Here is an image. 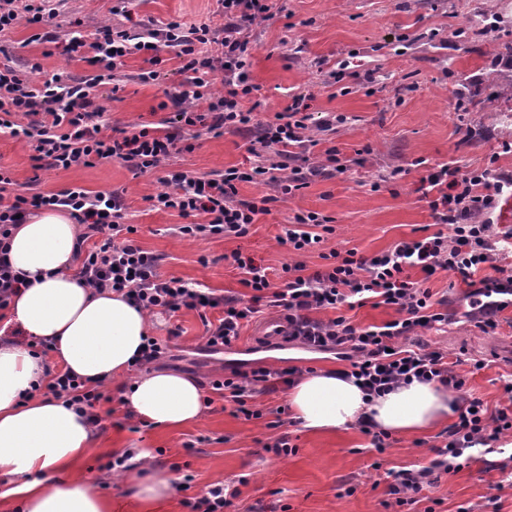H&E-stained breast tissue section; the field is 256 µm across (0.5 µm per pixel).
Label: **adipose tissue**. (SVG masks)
<instances>
[{"mask_svg": "<svg viewBox=\"0 0 512 512\" xmlns=\"http://www.w3.org/2000/svg\"><path fill=\"white\" fill-rule=\"evenodd\" d=\"M76 229L67 211L45 210L18 225L10 242V262L28 284L8 305L10 325L25 338L0 342V498H15L20 512H112L111 499L69 474L90 446L92 427L64 400L33 392L45 363L28 338L49 342L54 359L88 384L118 383L124 406L140 420L177 428L204 414L203 390L193 376L133 372L153 322L122 294L84 286L73 271ZM288 400L302 427L318 433L347 428L365 415L388 433L425 432L452 412L439 384L416 381L370 400L353 380L325 369L302 377ZM175 492L167 473L131 481L135 512H160Z\"/></svg>", "mask_w": 512, "mask_h": 512, "instance_id": "1", "label": "adipose tissue"}]
</instances>
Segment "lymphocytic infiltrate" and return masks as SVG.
I'll return each mask as SVG.
<instances>
[{"instance_id":"lymphocytic-infiltrate-1","label":"lymphocytic infiltrate","mask_w":512,"mask_h":512,"mask_svg":"<svg viewBox=\"0 0 512 512\" xmlns=\"http://www.w3.org/2000/svg\"><path fill=\"white\" fill-rule=\"evenodd\" d=\"M62 5L63 0H0V33L27 22L35 29L34 42L60 44L67 57L104 68L86 81L55 73L37 83L29 74L39 71V63H32L26 71L0 69V132L26 142L39 167L67 170L119 161L138 173H148L165 168L173 154L191 151L193 139L204 131L217 135L227 130L254 131L259 143L279 148L280 161L267 166L230 167L211 177L189 170L167 171L165 191L152 195L150 201L154 208L173 210L182 217L177 231L186 239L241 238L259 216L270 213L277 197L262 194L241 199L238 183L262 180L290 197L307 187L308 176L345 172L333 147L309 171L296 165L294 147L313 142L318 128L304 96L294 97L285 111L265 122L257 121L254 110L244 105L257 90L248 73L253 46L247 31L268 19V0H223L224 32L220 35L208 24L188 23L179 17L146 31L134 20L129 0H115L112 14L131 19V27L107 21L91 37L76 31L65 41L53 29ZM217 42L224 46L220 57L210 52L211 44ZM163 47L179 59L181 80L158 105L166 113L161 126L109 127L103 108L96 103L95 88L108 84L120 91L114 73L133 55L145 56L148 63L139 75L140 82L161 81L159 50ZM219 71L224 74L220 93L213 89ZM12 184L8 173L0 169V310L7 308L10 296L24 283L22 273L8 259V240L18 218L33 210L62 207L82 227L74 256L87 287L123 294L151 314L223 309L218 323L206 325L203 350L231 349L245 327L275 310L288 323L289 341L314 351L337 352L349 363L345 378L354 379L367 396L378 397L415 381L434 382L457 392L453 408L457 418L443 432L430 465L388 472V493L396 506L413 503L415 494L436 483L439 474L468 465L475 446L490 445L512 431V402L492 411L480 398L465 396L466 379L447 355L413 339L418 331L447 327L449 317L447 311L436 308L430 288L411 278V270L428 277L450 273L467 284L479 279V287L470 293L471 317L482 332L496 330L499 312L512 305V271L498 264L501 246L512 239V230H500L484 219L505 190H512V179L500 177L492 166L467 171L447 163L433 167L420 178L418 190L435 219L436 231L399 239L388 250L372 255L354 249L323 251V244L336 232L331 217L310 210L295 212L277 237L279 244L297 256L296 262L283 265L280 283H273L267 267L254 258L232 253L234 264L244 274V285L252 290L247 299L217 295L179 278H161L162 255L136 243V228L126 223L125 201L118 193L93 192L81 186L16 193ZM315 250L320 251L324 265L309 274L298 257ZM485 268L494 269V276L478 278V271ZM367 305L392 307L397 317L358 327L341 314L342 309ZM327 310L334 311V318L321 319V312ZM302 374L297 367L248 371L235 367L210 386L234 404L236 413L248 420L259 419L263 412L256 405L258 394L274 392L281 385L293 386ZM44 387L75 405L94 429H101L98 408L106 399L101 387L87 385L61 369L49 370Z\"/></svg>"}]
</instances>
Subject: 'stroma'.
I'll use <instances>...</instances> for the list:
<instances>
[{"label":"stroma","instance_id":"35a3bbf8","mask_svg":"<svg viewBox=\"0 0 512 512\" xmlns=\"http://www.w3.org/2000/svg\"><path fill=\"white\" fill-rule=\"evenodd\" d=\"M273 16L254 25L249 36L254 50L249 77L257 85L260 118H273L304 94L309 110L330 126L309 148L311 161L321 160L327 148H337L350 162L347 172L310 183L294 197L275 203L270 214L260 216L242 238L186 239L175 231L182 219L174 211H157L146 195L161 191V171L138 174L112 161L69 170L33 167L32 151L23 142L0 134V167L6 169L17 192L34 187L56 192L71 186L88 190L123 192L128 221L137 228L135 239L144 249L160 254V273L166 278L198 282L216 293L249 297L242 274L227 256L239 251L252 256L278 275L284 264L302 260L308 271L323 261L312 252L295 257L277 242L283 224L297 210H312L333 218L336 233L326 249L358 250L370 255L389 249L397 240L413 236L433 217L416 188L426 167L450 163L461 170L494 164L498 173L512 177V115H504L505 98L512 96V58L498 56L499 43L512 39V0H269ZM111 0H65L58 17L60 26L81 20L83 34H91L111 20ZM482 6L492 7L503 18L501 30L478 41H457L453 29L467 23ZM134 19L150 26L180 17L187 21L224 28L220 0H135ZM32 28L19 24L0 33V68L38 61L43 74L65 72L81 79L98 74L99 66L68 58L60 49L31 42ZM167 73L162 83L143 85L137 80L145 66L142 57L126 59L117 71L119 95L109 86L97 89V102L113 126L153 125L164 119L157 108L163 91L179 82V61L173 52L161 50ZM344 69L343 83L332 73ZM467 81L485 106L477 112H461L454 95L459 81ZM344 123H335V116ZM249 142L227 132L216 137L201 135L194 149L173 155L168 166L201 175L223 172L231 166L249 167L255 159L272 160L266 148L250 153ZM428 286L434 300L444 301L451 321L447 332H420V341L447 352L458 362L466 378V394L480 398L489 409L508 400L500 375L512 374L502 362V339L512 336V307L499 316L494 333L484 334L468 318L470 288L453 275L433 276ZM218 309L199 314L181 310L175 317L158 315L151 334L170 339L171 357L157 362V369L193 375L200 382L223 374L225 368L247 365L286 368L346 369L347 361L336 352H313L284 344L278 347L253 343L252 328H245L233 350L208 355L199 346L204 320H217ZM178 337H169L170 329ZM485 359L484 369L473 370L470 359ZM108 402L99 407L105 428L94 433L86 455L78 462L96 492L126 501L128 485L114 480L107 464L127 449L161 452L159 470L179 465L193 475L188 490L177 491L164 512H188L187 498L201 494L217 482H234L239 495L228 512H386V470L419 468L434 459L440 429L425 433L394 434L385 452L370 445L359 427L331 434H315L294 423L291 414H278L288 404L287 391L262 395L257 405L264 416L245 419L235 415L233 403L213 395L198 423L179 429L134 426L127 419L117 384L105 387ZM278 428H271V421ZM289 434L294 454L277 457L263 446L281 434ZM194 450H186V443ZM512 456V433L494 442L492 452L475 449L468 467L442 475L437 485L421 491L404 512H512V484L500 491L499 508L486 505L490 484L503 475L492 464ZM351 480L358 488L344 495L342 484Z\"/></svg>","mask_w":512,"mask_h":512}]
</instances>
